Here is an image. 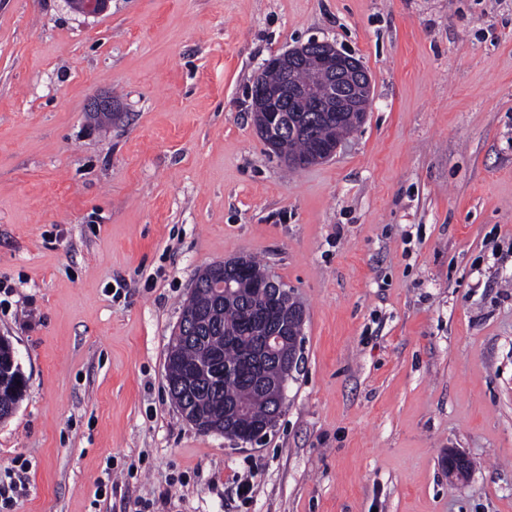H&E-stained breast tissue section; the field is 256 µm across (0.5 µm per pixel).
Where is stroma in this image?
<instances>
[{"mask_svg":"<svg viewBox=\"0 0 512 512\" xmlns=\"http://www.w3.org/2000/svg\"><path fill=\"white\" fill-rule=\"evenodd\" d=\"M314 38L371 104L289 173L249 88ZM239 254L306 310L246 448L189 425L164 366L199 273ZM0 336L27 381L13 512H512V0H0Z\"/></svg>","mask_w":512,"mask_h":512,"instance_id":"35a3bbf8","label":"stroma"}]
</instances>
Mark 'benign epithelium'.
<instances>
[{
	"instance_id": "1",
	"label": "benign epithelium",
	"mask_w": 512,
	"mask_h": 512,
	"mask_svg": "<svg viewBox=\"0 0 512 512\" xmlns=\"http://www.w3.org/2000/svg\"><path fill=\"white\" fill-rule=\"evenodd\" d=\"M111 0H69L72 10L85 17H98L106 13ZM306 63L325 76L324 84L318 91L311 90L294 80L299 65ZM264 68L277 69L288 76L278 84H267L258 79L253 81L252 97L263 101L264 111L260 114L259 134L265 145L277 148V132L284 123H292L290 112H367L371 95V76L360 60L336 48L329 42L310 41L300 47L272 55ZM340 146L336 138L322 142L316 150L303 158L288 160V164L307 168L315 163L332 158ZM294 322L293 336L289 337L272 327L264 329L260 336V355L276 360L280 364L281 378L278 398L270 405L267 418L248 429L235 424V416L241 411L238 406L225 405L224 425L202 426L191 422L196 429L217 433L233 446L257 445L263 442L267 433L276 425L283 411L288 381L297 367L298 352L288 347V340H296L305 320V312L298 307L288 310ZM448 479L463 480L470 473L469 459L453 449L448 450L445 460Z\"/></svg>"
}]
</instances>
